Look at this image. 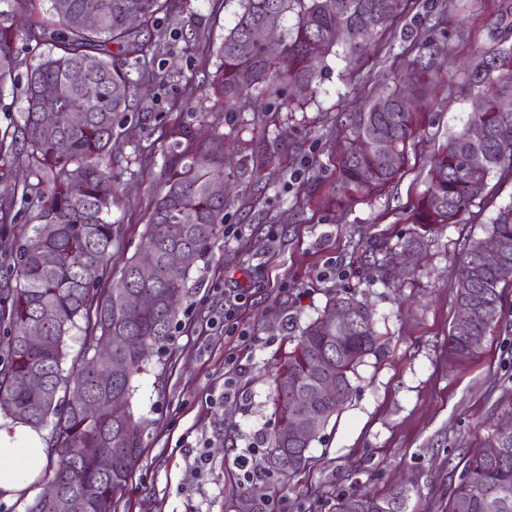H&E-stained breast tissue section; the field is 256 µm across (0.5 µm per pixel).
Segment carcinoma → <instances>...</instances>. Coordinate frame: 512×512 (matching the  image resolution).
Here are the masks:
<instances>
[{
    "label": "carcinoma",
    "mask_w": 512,
    "mask_h": 512,
    "mask_svg": "<svg viewBox=\"0 0 512 512\" xmlns=\"http://www.w3.org/2000/svg\"><path fill=\"white\" fill-rule=\"evenodd\" d=\"M236 2L234 25L224 33L217 54L220 64L210 84L214 107L249 112L253 99L266 96L267 112H296L316 92L328 58L359 66L390 34L399 9L388 0H225ZM39 0H0V93L15 84L20 63L18 44L33 39L48 46L27 74V106L20 113V136L0 135V174L23 170L21 195L0 198V223L16 219L17 204L36 211L13 255L15 284L0 299V322L8 324L0 358V412L35 430L55 419L49 448L57 457L58 490L89 495L75 512H115L116 496L132 476L142 452L144 425L131 406V383L146 371L153 353L171 340L180 302L188 295L191 274L207 263L224 238L226 201L211 186L225 177L227 136L216 131L199 139L183 124L171 125L162 187L153 201L142 246L112 276L110 220L116 202L112 174L114 125L136 96L132 71L156 48L139 39L130 18L156 28L160 17L171 19L174 0H96L97 24L87 27L81 14L87 0H49L45 13ZM28 14L30 29H19L17 12ZM498 47L466 64L469 81L484 100L461 130L449 136L433 157L429 187L412 205L405 221L428 232L437 225L459 224L486 194L495 173L512 175V112L498 101L512 97V0H499L491 23ZM405 60L380 92L369 94L363 107L347 116L349 135L338 148L336 182L321 197L326 206L342 207L384 195L410 166V148L425 130L427 114L405 107L402 98L423 101L434 91L438 67L428 38L414 43ZM98 93L84 98L85 86ZM299 85L303 94L287 89ZM53 86L60 108L83 101V121L60 126L55 113L40 107L41 89ZM485 129L483 139L470 137L472 125ZM365 142L367 148L358 147ZM501 259L494 267L478 260L479 240L467 239L458 254L456 304L474 305L468 337L456 326L448 334V350L461 361L479 357L500 323L507 287H512V205L499 210L490 227ZM189 253L178 269L167 266L173 250ZM153 266L146 279L144 265ZM99 270L91 279L89 268ZM146 295L149 309L133 300ZM353 305L355 320L336 342V323L323 313L299 329L296 343L281 361L271 403L275 426L263 450V470L283 485L309 465L308 450L316 441L286 437L288 420L303 413L325 426L348 401L352 375L363 359L376 352L380 334L370 309L350 297H335L329 307ZM37 325L42 340L28 345V329ZM81 330L89 346L112 345L111 376L102 380L85 361L73 376L81 389V405L61 404L58 392L68 383L63 374L66 340ZM336 384L340 399H320L317 384ZM112 453V470L98 459ZM500 512H512V438L496 456L474 450L451 489L446 512H490L497 494ZM393 492L382 496L356 493L338 500L336 512H391Z\"/></svg>",
    "instance_id": "cac0c4a2"
}]
</instances>
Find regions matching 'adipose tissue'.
<instances>
[{"label":"adipose tissue","mask_w":512,"mask_h":512,"mask_svg":"<svg viewBox=\"0 0 512 512\" xmlns=\"http://www.w3.org/2000/svg\"><path fill=\"white\" fill-rule=\"evenodd\" d=\"M48 452L46 442L29 426L18 424L12 432L0 431V497L8 499L24 490L34 467Z\"/></svg>","instance_id":"1"}]
</instances>
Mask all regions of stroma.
<instances>
[{"label":"stroma","mask_w":512,"mask_h":512,"mask_svg":"<svg viewBox=\"0 0 512 512\" xmlns=\"http://www.w3.org/2000/svg\"><path fill=\"white\" fill-rule=\"evenodd\" d=\"M497 3L417 0L373 62L348 73L330 59L316 98L301 111L271 113L265 135L253 131L251 113H221L220 131L241 149L224 181V240L194 275L162 365L132 382V404L145 421L143 450L116 512H260L269 496L278 498L281 512H334L343 496L383 495L402 481L415 489L410 512H445L463 457L512 417V289L480 357L459 363L448 352L459 245L487 238L498 210L512 204V178L492 176L464 223L425 233L409 269L381 260L414 234L415 225L403 218L428 186L429 161L473 110L475 91L463 65L492 48L488 29ZM439 11L444 24L431 29ZM233 13L224 0H183L146 60L139 101L115 127L113 271L141 244L160 188L162 132L173 123L193 125L202 136L211 132L201 118L213 109L206 81ZM427 30L442 51L443 69L423 106L428 124L410 170L376 200L341 209L311 202L310 189L325 191L336 179L334 157L346 134L342 113L357 110ZM20 48L15 85L0 94V132L24 111L26 64L44 50L33 40ZM266 156L277 164L256 178L252 169ZM349 294L372 308L380 351L358 367L353 393L313 442L305 473L285 486L269 476L241 485L236 458L261 457L274 425L276 363L293 345L294 324L317 317L330 297ZM229 356L235 369L225 363ZM229 376L236 394L223 402ZM202 453L210 463L199 472L194 459Z\"/></svg>","instance_id":"stroma-1"}]
</instances>
